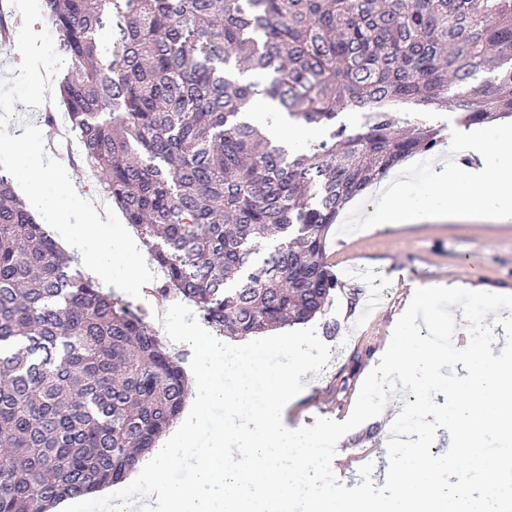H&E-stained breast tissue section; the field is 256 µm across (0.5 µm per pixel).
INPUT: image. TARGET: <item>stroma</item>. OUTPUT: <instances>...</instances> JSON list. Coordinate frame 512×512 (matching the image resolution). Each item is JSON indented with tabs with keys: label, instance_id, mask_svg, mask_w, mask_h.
Listing matches in <instances>:
<instances>
[{
	"label": "stroma",
	"instance_id": "35a3bbf8",
	"mask_svg": "<svg viewBox=\"0 0 512 512\" xmlns=\"http://www.w3.org/2000/svg\"><path fill=\"white\" fill-rule=\"evenodd\" d=\"M326 261L338 286L311 324L331 357L283 411L282 421L290 429L314 425L321 417L339 422L350 417L370 365L406 309L412 286L473 281L483 291L512 294V222L408 224L349 234L333 228ZM402 406L401 397H394L384 414L339 440L331 468L342 485L360 484L359 469L370 461L378 464L375 485H384L388 422Z\"/></svg>",
	"mask_w": 512,
	"mask_h": 512
}]
</instances>
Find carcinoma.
Listing matches in <instances>:
<instances>
[{
    "label": "carcinoma",
    "instance_id": "1",
    "mask_svg": "<svg viewBox=\"0 0 512 512\" xmlns=\"http://www.w3.org/2000/svg\"><path fill=\"white\" fill-rule=\"evenodd\" d=\"M58 90L102 194L164 274L156 293L252 336L337 287L346 202L437 148L427 112L512 116V0H41ZM263 93L328 138L296 154L248 117ZM397 104L423 117L396 125ZM363 113L357 130L337 123ZM181 361L115 301L0 173V512L121 483L180 417Z\"/></svg>",
    "mask_w": 512,
    "mask_h": 512
}]
</instances>
